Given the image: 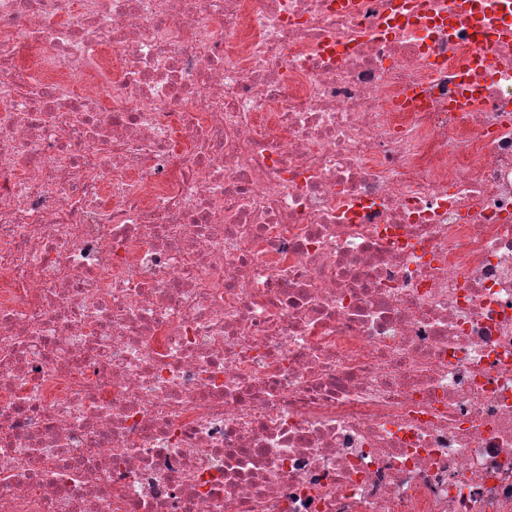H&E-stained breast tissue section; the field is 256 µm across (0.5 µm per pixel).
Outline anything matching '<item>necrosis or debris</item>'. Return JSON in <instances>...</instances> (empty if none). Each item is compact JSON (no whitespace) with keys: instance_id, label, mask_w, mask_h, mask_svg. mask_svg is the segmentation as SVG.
<instances>
[{"instance_id":"necrosis-or-debris-1","label":"necrosis or debris","mask_w":512,"mask_h":512,"mask_svg":"<svg viewBox=\"0 0 512 512\" xmlns=\"http://www.w3.org/2000/svg\"><path fill=\"white\" fill-rule=\"evenodd\" d=\"M505 22L0 0V512H512Z\"/></svg>"}]
</instances>
